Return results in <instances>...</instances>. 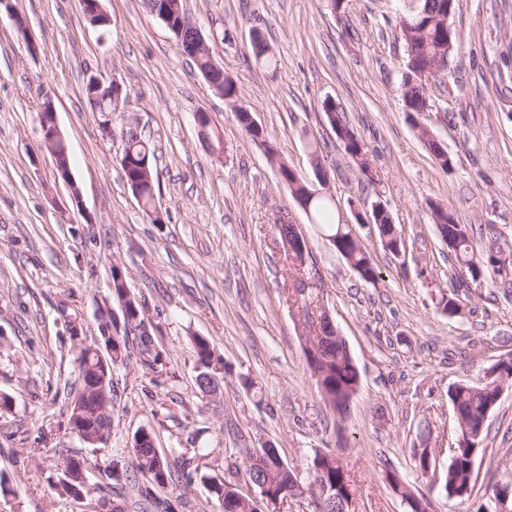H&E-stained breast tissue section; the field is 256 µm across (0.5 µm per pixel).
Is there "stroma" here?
Masks as SVG:
<instances>
[{
  "mask_svg": "<svg viewBox=\"0 0 512 512\" xmlns=\"http://www.w3.org/2000/svg\"><path fill=\"white\" fill-rule=\"evenodd\" d=\"M420 0H185L210 50L287 163L312 189L349 201L383 196L407 245L404 259L377 235L353 231L380 271L364 283L323 225L311 223L271 163L215 94L145 0H102L111 23L91 26L81 0H13L0 11V512H106L97 500L58 495L70 458L98 460L92 480L124 512H218L206 477H223L242 449L272 444L308 482L316 451L333 450L356 481V512H406L385 479L399 471L432 512H475L490 480L512 479V386L504 388L476 455L469 501L449 507L418 477L412 450L431 431L438 466L456 446L449 386L480 382L512 352V293L477 282L454 288L448 247L430 202L478 227L477 249H512V0H457L458 50L448 75L430 80L431 107L408 116L401 96L407 45L399 20ZM28 22L21 39L16 16ZM260 29L273 62L258 64ZM120 84L113 137L82 92L87 71ZM51 96L81 201L55 177L39 110ZM334 101L364 142L380 181L369 184L321 110ZM221 131L224 152L199 139L197 111ZM424 124L453 160L442 170L418 134ZM138 127L156 148L164 221L151 223L127 185L117 134ZM320 149L324 176L311 152ZM307 242L308 284L349 346L360 386L346 417L325 403L305 357L303 318L276 226ZM144 302L166 366L143 367L135 351L112 368V433L106 450L67 426L78 375L70 322L98 336L113 266ZM457 293L462 315L441 313ZM208 338L228 367L221 392L197 386L191 334ZM257 393L247 392L241 375ZM152 430L177 480L145 498L131 446ZM197 471L192 482L183 473Z\"/></svg>",
  "mask_w": 512,
  "mask_h": 512,
  "instance_id": "obj_1",
  "label": "stroma"
}]
</instances>
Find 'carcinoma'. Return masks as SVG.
<instances>
[{
    "mask_svg": "<svg viewBox=\"0 0 512 512\" xmlns=\"http://www.w3.org/2000/svg\"><path fill=\"white\" fill-rule=\"evenodd\" d=\"M455 7L456 0H422L415 13L400 19V31L408 38L406 44L409 48L402 83V97L407 112L418 111L429 100L426 84L422 83L417 74L422 64L428 61L437 66V71L443 72L447 70L450 58L455 53L457 38H448V32L444 29L448 14L454 13ZM252 51L256 60L265 64L271 63V48L259 32L252 38ZM84 92L94 111L101 117L103 135L111 136L108 116L115 109L112 101L103 94L93 96L87 85L84 86ZM322 111L334 113L336 127L346 136V140L340 141L344 151L353 158L365 154L363 141L347 121L343 110L336 103L327 100L322 104ZM236 117L252 139H260L259 146L263 148L269 161L278 163L281 178L291 186L311 222L326 226L328 237L338 254L364 282L375 283L379 279L375 263L363 250L350 226L334 217V201L312 192L302 177L296 175L286 163L278 161L277 151L265 136L251 132L250 113L247 109L236 113ZM120 138L122 153L119 164L124 178L133 193L140 197L143 211L149 216L158 210L154 182L155 149L132 128L121 132ZM369 212L374 230L384 248L392 255L397 249L404 248L402 233L391 221L389 212L380 211L372 205L369 206ZM433 214L439 235L448 244L451 253L452 272L465 271L472 281L492 285L497 283V278L507 274V266L499 260L502 255L501 248L491 244L486 250L474 249L475 226L459 223L450 207L438 203L434 205ZM439 308L450 316L458 315L462 307L457 293L453 291L448 296L442 295ZM149 342V338L132 335L124 337L123 346H135L140 363L159 373L164 366L163 355L157 350L150 351ZM94 347L96 344L93 341L78 347L81 382L75 401L79 403L84 427L83 440L99 445L105 443L109 437L107 432L100 433L101 416L105 401L113 396L114 386L110 381L104 387H93L89 383L96 376L99 363V358L93 351ZM191 350L199 368L200 390L208 394L217 392L220 383L224 382V358L216 353L209 340L196 334L191 337ZM306 358L324 400L338 415L345 416L359 385V371L351 352L345 350L336 340L326 338L319 343V349L315 353H306ZM505 385H512V360L496 362L487 371L484 382L479 385L461 382L448 388V401L453 409L459 440L455 451L448 457L446 468L441 472H436V458L427 443L420 444V447L412 451L415 471L423 477L438 475L440 489L450 500L465 501L471 497L475 455L488 434L486 415L495 408L497 392ZM134 443L141 444L139 448H132L137 470L148 476L159 488L164 489L173 483L167 458L157 457L152 432L147 429L139 430L135 434ZM74 463L76 460H69L68 466L72 470L60 483L63 493L75 499L94 497L99 486L90 482L89 474L96 468V463L84 459L83 467L76 470L73 469ZM312 466L315 467L310 483L313 488L312 495L332 501L338 507L350 499V492L353 491L352 478L339 455L330 450L318 452L312 459ZM256 474L259 482L267 485L268 489L261 492V504L251 512H275L277 504L283 502L286 496L297 494L288 470H275L270 474L258 470ZM234 477L235 473L231 472L222 480L208 479L209 491L224 506V512H242L234 500Z\"/></svg>",
    "mask_w": 512,
    "mask_h": 512,
    "instance_id": "1",
    "label": "carcinoma"
}]
</instances>
